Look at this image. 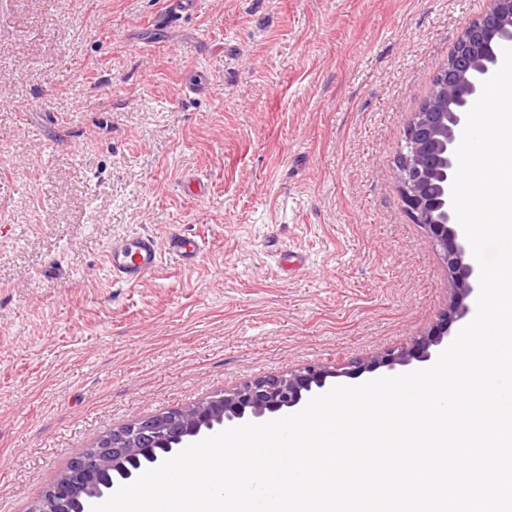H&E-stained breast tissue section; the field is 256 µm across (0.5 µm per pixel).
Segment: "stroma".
<instances>
[{"label":"stroma","mask_w":512,"mask_h":512,"mask_svg":"<svg viewBox=\"0 0 512 512\" xmlns=\"http://www.w3.org/2000/svg\"><path fill=\"white\" fill-rule=\"evenodd\" d=\"M486 5L0 0V512L112 429L440 324L395 159ZM174 233L194 265L113 279L112 241Z\"/></svg>","instance_id":"stroma-1"}]
</instances>
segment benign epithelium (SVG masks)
I'll return each instance as SVG.
<instances>
[{
	"instance_id": "7a95c632",
	"label": "benign epithelium",
	"mask_w": 512,
	"mask_h": 512,
	"mask_svg": "<svg viewBox=\"0 0 512 512\" xmlns=\"http://www.w3.org/2000/svg\"><path fill=\"white\" fill-rule=\"evenodd\" d=\"M496 42H512V0H488L485 13L464 26L457 39L459 47L448 56L425 102L411 116L396 159L404 209L413 223L427 231L448 269L450 300L443 324L406 347L357 358L351 366L337 370L339 374L428 361L430 348L442 344L448 335V325L469 312L466 300L479 288V272L467 261L465 236L452 222L451 188L457 167L455 150L466 114L480 96L482 82L496 71L492 47ZM328 374L323 368L308 366L258 378L190 407L114 429L75 458L30 512H60L64 503L75 506V512H86L104 495L102 486L112 494L226 424L294 408L303 393L323 388Z\"/></svg>"
}]
</instances>
